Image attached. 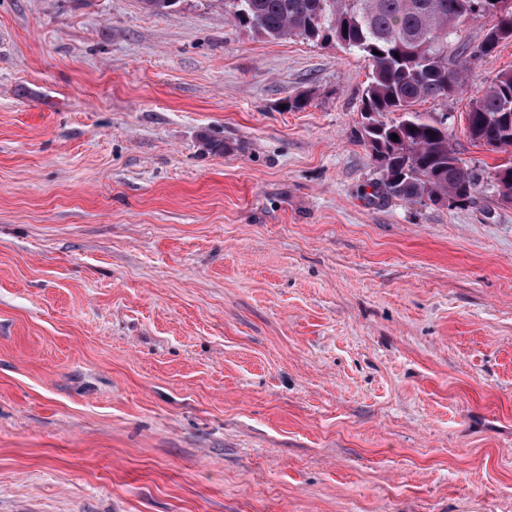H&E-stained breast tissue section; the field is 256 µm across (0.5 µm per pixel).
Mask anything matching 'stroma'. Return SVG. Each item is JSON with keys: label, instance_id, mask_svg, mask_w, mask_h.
Here are the masks:
<instances>
[{"label": "stroma", "instance_id": "obj_1", "mask_svg": "<svg viewBox=\"0 0 512 512\" xmlns=\"http://www.w3.org/2000/svg\"><path fill=\"white\" fill-rule=\"evenodd\" d=\"M505 70L417 105L479 166ZM368 72L224 0H0V512H512V204L376 194ZM506 112L511 119H504ZM465 119L472 142L490 151L512 148V71L500 72L482 88Z\"/></svg>", "mask_w": 512, "mask_h": 512}]
</instances>
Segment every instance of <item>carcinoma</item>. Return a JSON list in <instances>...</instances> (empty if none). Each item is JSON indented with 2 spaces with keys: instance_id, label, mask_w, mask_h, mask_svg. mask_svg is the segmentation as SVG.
Returning <instances> with one entry per match:
<instances>
[{
  "instance_id": "obj_1",
  "label": "carcinoma",
  "mask_w": 512,
  "mask_h": 512,
  "mask_svg": "<svg viewBox=\"0 0 512 512\" xmlns=\"http://www.w3.org/2000/svg\"><path fill=\"white\" fill-rule=\"evenodd\" d=\"M224 6L234 23L261 35L334 43L367 62L361 136L379 172L375 193L461 207L488 185L499 201L512 203V161L489 173L468 165L452 145L448 115L415 109L461 90L473 61L512 42V0H224ZM485 16L493 25L480 41L469 40L467 23ZM395 112L397 119L384 120ZM507 112L512 71L487 83L466 113L470 140L491 151L512 148Z\"/></svg>"
}]
</instances>
